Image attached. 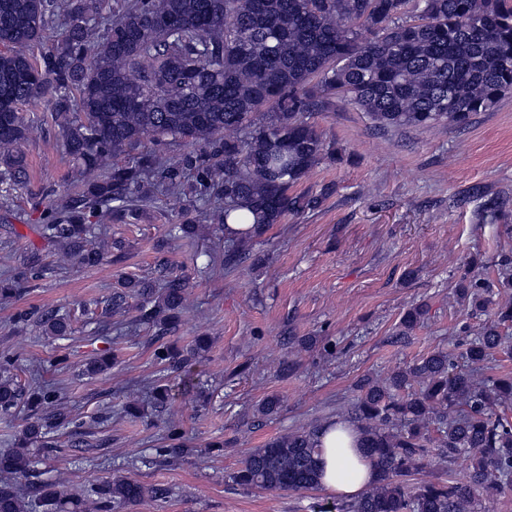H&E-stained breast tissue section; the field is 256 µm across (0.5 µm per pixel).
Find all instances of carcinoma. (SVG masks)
Returning a JSON list of instances; mask_svg holds the SVG:
<instances>
[{
	"instance_id": "1",
	"label": "carcinoma",
	"mask_w": 512,
	"mask_h": 512,
	"mask_svg": "<svg viewBox=\"0 0 512 512\" xmlns=\"http://www.w3.org/2000/svg\"><path fill=\"white\" fill-rule=\"evenodd\" d=\"M104 6L0 0V185L24 174L17 147L31 126L21 107L51 95L52 111L64 119L65 152L85 184L82 209L47 207L40 235L78 266H98L109 249H124L85 223L87 209L106 220L140 202L162 204L163 191L189 205L205 202L216 236L253 214L250 230L232 232L224 257L204 253V269L222 273L250 256L254 233L320 207L331 187L290 192L335 153L305 118L314 79L375 126L394 129L463 126L512 93V0H115L110 14ZM56 15L60 36L45 45ZM38 44L36 60L30 50ZM168 139L192 150L174 163L145 150ZM55 273L33 251L0 281V298ZM494 287L512 289V258L499 261L493 281L470 272L457 280L467 314L490 317L460 355L436 349L383 380H360L350 418L377 478L355 501L320 504L319 512H477L481 496L512 487V376L476 379L493 353L512 351L501 331L512 326V300L492 301ZM189 288L188 278L171 272L128 278L101 312L86 306L83 313L99 321L134 308V325L154 330L155 359L186 395L196 389L193 363L209 342L199 337L178 349L164 338L178 330ZM425 314L423 305L410 308L404 332ZM13 322L33 323L52 340L72 334L70 314L57 307L21 311ZM116 362L106 353L82 373ZM21 371L16 356L0 354V421L20 422L12 448L0 454V512H119L166 498L167 489L121 475L81 494L43 481L37 457L54 447L50 434L70 424L101 429L111 413L77 420L62 388L38 383L40 366L28 368V382ZM149 399L164 407L172 387L153 384ZM317 433L301 428L250 449L231 479L262 491L318 487ZM458 459L466 464L462 480H415Z\"/></svg>"
}]
</instances>
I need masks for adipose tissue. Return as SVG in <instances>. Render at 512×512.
<instances>
[{
    "label": "adipose tissue",
    "mask_w": 512,
    "mask_h": 512,
    "mask_svg": "<svg viewBox=\"0 0 512 512\" xmlns=\"http://www.w3.org/2000/svg\"><path fill=\"white\" fill-rule=\"evenodd\" d=\"M321 486L342 498L362 495L374 483L376 473L363 452L357 425L338 419L319 434Z\"/></svg>",
    "instance_id": "1"
}]
</instances>
